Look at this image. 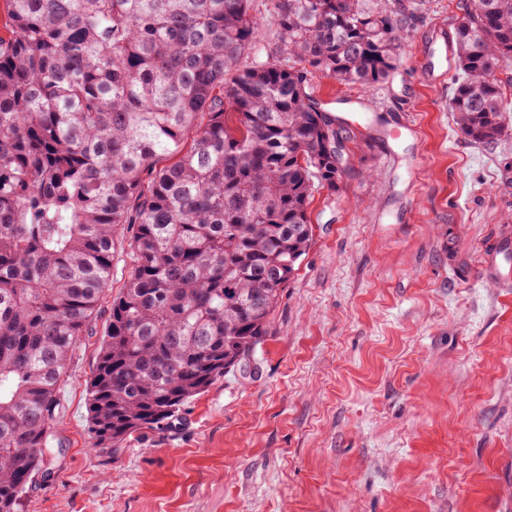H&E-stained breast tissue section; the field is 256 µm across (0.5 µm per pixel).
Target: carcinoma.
Listing matches in <instances>:
<instances>
[{"label": "carcinoma", "instance_id": "carcinoma-1", "mask_svg": "<svg viewBox=\"0 0 512 512\" xmlns=\"http://www.w3.org/2000/svg\"><path fill=\"white\" fill-rule=\"evenodd\" d=\"M3 0L0 11V512L60 454V387L111 298L87 410L93 447L164 426L275 335L313 241L314 193L355 137L318 75L372 86L397 67L398 0ZM455 28L450 112L488 144L512 122L494 69L512 0ZM131 258L112 293L125 226ZM256 21L255 40L257 48L260 49L271 43L272 38V19L270 10V0H255L254 11H252Z\"/></svg>", "mask_w": 512, "mask_h": 512}]
</instances>
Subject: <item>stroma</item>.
Here are the masks:
<instances>
[{"label":"stroma","mask_w":512,"mask_h":512,"mask_svg":"<svg viewBox=\"0 0 512 512\" xmlns=\"http://www.w3.org/2000/svg\"><path fill=\"white\" fill-rule=\"evenodd\" d=\"M396 69L360 96L416 136L348 145L276 334L160 430L92 448L86 388L109 304L60 391L62 457L21 512H512V126L478 145L430 81L473 0H402Z\"/></svg>","instance_id":"1"}]
</instances>
